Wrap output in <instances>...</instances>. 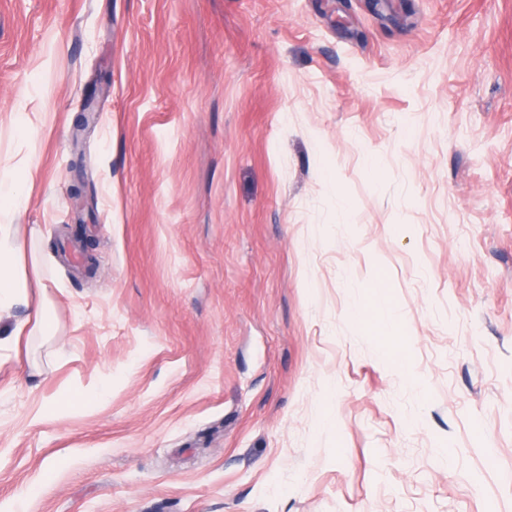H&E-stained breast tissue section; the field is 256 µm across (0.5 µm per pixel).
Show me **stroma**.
<instances>
[{
	"mask_svg": "<svg viewBox=\"0 0 512 512\" xmlns=\"http://www.w3.org/2000/svg\"><path fill=\"white\" fill-rule=\"evenodd\" d=\"M0 170V512H512V0H0ZM26 241L20 236V225L0 224V314L8 315L10 311L23 305L28 308V316L17 321L9 330L4 328L0 335L19 343L21 336H27V343L35 336L51 338L56 336L53 318L48 313L44 290L47 283L38 270L39 258L32 254V266L36 275L35 286L30 283L26 267ZM29 288H40L43 292L34 296ZM0 336L1 343L5 338Z\"/></svg>",
	"mask_w": 512,
	"mask_h": 512,
	"instance_id": "obj_1",
	"label": "stroma"
}]
</instances>
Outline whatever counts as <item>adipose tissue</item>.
<instances>
[{"mask_svg": "<svg viewBox=\"0 0 512 512\" xmlns=\"http://www.w3.org/2000/svg\"><path fill=\"white\" fill-rule=\"evenodd\" d=\"M27 244L16 224H0V314L6 315L19 305L28 309L26 319L16 322L8 340L55 336L56 329L48 313L43 294L44 280H30L26 267Z\"/></svg>", "mask_w": 512, "mask_h": 512, "instance_id": "obj_1", "label": "adipose tissue"}]
</instances>
